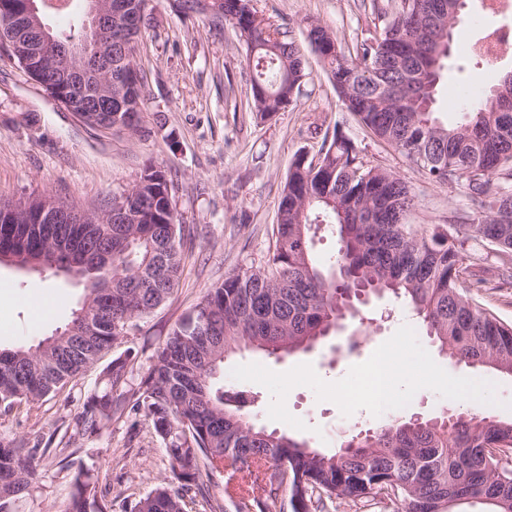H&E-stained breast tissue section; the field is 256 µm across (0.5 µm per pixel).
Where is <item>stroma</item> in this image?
<instances>
[{
  "label": "stroma",
  "instance_id": "stroma-1",
  "mask_svg": "<svg viewBox=\"0 0 512 512\" xmlns=\"http://www.w3.org/2000/svg\"><path fill=\"white\" fill-rule=\"evenodd\" d=\"M371 0H252L258 14L290 31L305 43L310 25L336 33L347 52L377 22ZM154 22L137 42L136 61L145 81L144 105L136 130L92 128L52 98L7 56L0 55V198L8 200L43 193L85 211H98L130 191L147 165L166 169L175 185L178 216L185 228L187 260L172 295L153 313L139 319L124 339L136 360L134 374L149 367L168 331L191 311L225 274L266 267L274 251L272 235L278 204L297 154L316 155L327 129L341 127L359 144L370 164L394 171L414 190L413 224H444L448 213L464 201L461 187L426 180L417 166L374 138L345 111L323 62L306 52L307 76L295 105L260 118L251 109V72L247 47L231 26L213 27L206 15L184 17L170 0H152ZM467 23L453 33V55L437 96V116L445 123L462 121L448 109L447 92L468 85L483 95L503 72L512 70V46L494 67L465 54L481 35L480 0H468ZM84 297V285L53 271H21L0 267V340L30 345L64 327ZM54 299L45 310V299ZM361 321L348 323L308 352L276 360L267 368L284 372L313 364L325 381L344 378L350 367L366 361L401 326L412 327L433 360L454 376L495 382L501 406L496 419L512 420V375L466 365L440 353L423 323L400 303L370 300ZM102 363H95L47 395L31 410L0 417V433L51 439L52 448L36 456L35 489L21 499L17 512H48L68 493L61 471L63 453L92 448L83 457L100 487L108 491L112 512H127L131 502L149 492L170 469L160 439L147 423L130 431L125 419L113 420L99 436L88 439L75 430L84 397L99 381ZM288 411L306 425L302 438L325 449L344 437L376 430L389 414L361 409L343 416L336 404L321 401L306 386L293 388Z\"/></svg>",
  "mask_w": 512,
  "mask_h": 512
}]
</instances>
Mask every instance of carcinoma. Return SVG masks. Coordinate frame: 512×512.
<instances>
[{
  "label": "carcinoma",
  "mask_w": 512,
  "mask_h": 512,
  "mask_svg": "<svg viewBox=\"0 0 512 512\" xmlns=\"http://www.w3.org/2000/svg\"><path fill=\"white\" fill-rule=\"evenodd\" d=\"M430 0H371L380 19L348 55L337 37L313 24L307 39L332 78L346 111L410 160L429 181L466 189V202L448 223L427 230L407 223L410 187L396 173L364 161L357 143L334 128L318 158L294 159L273 227L268 269L234 272L208 290L168 333L150 366L129 383L134 352L112 357L102 388L82 403L80 429L93 437L116 416L130 428L147 421L170 459L169 475L130 512H223L210 488L223 486L234 512H333L346 501L357 512H512V420L485 411L452 410L448 420L396 419L374 432L346 438L334 452L257 425L263 397L224 384V361L252 350L267 356L308 349L348 316L362 295L388 293L419 318L449 357L512 374V323L485 308L480 296L512 287V111L497 93L445 126L436 95L452 46H437L419 30ZM443 26L464 23L463 0H447ZM217 25H231L246 43L252 70V109L261 116L292 105L307 76L301 47L289 32L257 14L250 0H213ZM65 44L82 41L84 26L53 31ZM28 76L50 95L56 82L32 65ZM122 125L138 127L142 83L116 90ZM133 220L127 224H11L0 229V250L42 259L85 283L82 307L36 348L0 343V412L33 405L122 344L133 322L171 294L184 266L182 224L168 172L148 165ZM368 205L385 212L380 224L357 221ZM331 227L335 260L317 263L312 231ZM499 255L489 277L473 278L479 248ZM47 452L41 440L0 435V512L32 490L29 459ZM69 491L56 512H108L98 479L66 462Z\"/></svg>",
  "instance_id": "cac0c4a2"
}]
</instances>
